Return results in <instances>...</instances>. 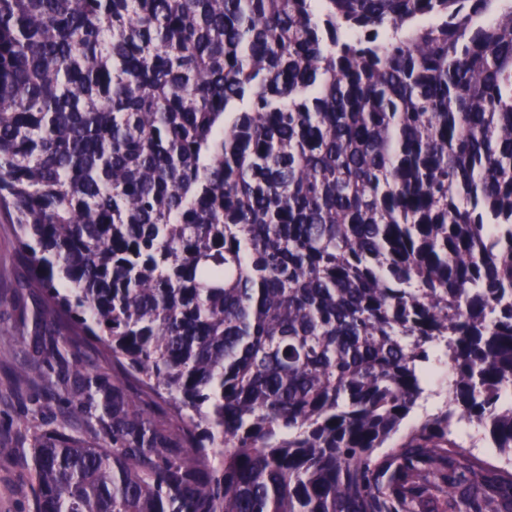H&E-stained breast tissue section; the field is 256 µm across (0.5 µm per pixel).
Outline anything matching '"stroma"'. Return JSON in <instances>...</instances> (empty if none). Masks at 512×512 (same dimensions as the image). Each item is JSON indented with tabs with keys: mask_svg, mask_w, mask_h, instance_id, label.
Segmentation results:
<instances>
[{
	"mask_svg": "<svg viewBox=\"0 0 512 512\" xmlns=\"http://www.w3.org/2000/svg\"><path fill=\"white\" fill-rule=\"evenodd\" d=\"M20 296L16 308L0 309V446L12 453L0 457V512H31L33 486L31 455L34 436L59 429L62 414L73 395V382L65 365L80 360L108 382L119 380L121 369L108 358L100 343L90 336L69 337L60 353L38 365L29 383L12 384V374L30 359L40 330L35 316L42 304L41 292L27 288L26 270L18 257L16 230L7 215L0 214V296ZM452 372L445 360H432L429 385L422 397L392 437V444L405 441L411 429L448 406V382ZM470 454L480 468L479 477L496 487L501 471L512 472V456L493 447L484 430L467 427Z\"/></svg>",
	"mask_w": 512,
	"mask_h": 512,
	"instance_id": "stroma-1",
	"label": "stroma"
}]
</instances>
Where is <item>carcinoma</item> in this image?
Listing matches in <instances>:
<instances>
[{
	"label": "carcinoma",
	"instance_id": "cac0c4a2",
	"mask_svg": "<svg viewBox=\"0 0 512 512\" xmlns=\"http://www.w3.org/2000/svg\"><path fill=\"white\" fill-rule=\"evenodd\" d=\"M0 212L183 439L76 363L32 512H512V0H0ZM431 359L430 384L427 385V389L425 387L422 397L403 421L399 431L389 441V445L404 442L414 426L448 407V381L452 378V372L444 358L438 360L432 357ZM432 398H439V400L431 402ZM458 428L465 429L463 432L461 431V437L466 441V450L473 456H469V454L466 453L470 462L463 459H461V461L465 464L471 463L479 466V479H483L482 482L492 489V496L495 499H503L497 488V478L503 470L512 472V456L501 453L499 448H493L489 436L483 429L478 430L464 423L459 424ZM467 434H470V438ZM469 442L471 446H469Z\"/></svg>",
	"mask_w": 512,
	"mask_h": 512
}]
</instances>
